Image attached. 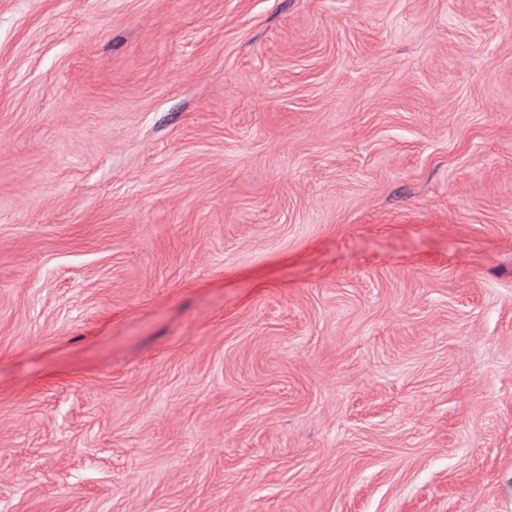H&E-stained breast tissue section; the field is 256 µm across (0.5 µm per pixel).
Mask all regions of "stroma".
I'll return each instance as SVG.
<instances>
[{
  "label": "stroma",
  "mask_w": 512,
  "mask_h": 512,
  "mask_svg": "<svg viewBox=\"0 0 512 512\" xmlns=\"http://www.w3.org/2000/svg\"><path fill=\"white\" fill-rule=\"evenodd\" d=\"M0 512H512V0H0Z\"/></svg>",
  "instance_id": "stroma-1"
}]
</instances>
